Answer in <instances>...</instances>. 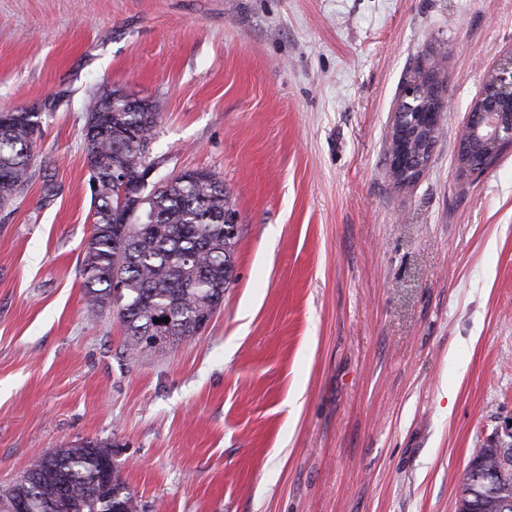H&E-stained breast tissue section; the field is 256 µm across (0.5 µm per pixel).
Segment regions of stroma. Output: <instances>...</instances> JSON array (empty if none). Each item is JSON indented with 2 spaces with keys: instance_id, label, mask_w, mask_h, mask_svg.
Here are the masks:
<instances>
[{
  "instance_id": "obj_1",
  "label": "stroma",
  "mask_w": 512,
  "mask_h": 512,
  "mask_svg": "<svg viewBox=\"0 0 512 512\" xmlns=\"http://www.w3.org/2000/svg\"><path fill=\"white\" fill-rule=\"evenodd\" d=\"M432 57L451 104L400 189L386 135ZM511 57L512 0H0V110L52 102L0 211V489L97 439L139 512H456L512 420V148L457 159ZM112 87L156 107L157 178L210 170L241 217L202 334L134 363L79 272Z\"/></svg>"
}]
</instances>
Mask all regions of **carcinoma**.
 I'll return each instance as SVG.
<instances>
[{
    "label": "carcinoma",
    "mask_w": 512,
    "mask_h": 512,
    "mask_svg": "<svg viewBox=\"0 0 512 512\" xmlns=\"http://www.w3.org/2000/svg\"><path fill=\"white\" fill-rule=\"evenodd\" d=\"M105 90L90 98L86 121L105 112L112 134L84 138L86 152L99 160L91 173L98 182L92 195L96 222L85 244L80 274L87 312L98 317L116 313L127 340L130 360L173 347L198 335L220 308L230 284L237 238L224 233V217L237 214L224 180L206 169L189 171L162 184L137 214L123 223L118 215V193L113 170L133 178L150 164L142 150L153 140L159 113L135 112ZM42 113L0 112V208L9 205L31 178L33 140L30 131L41 127ZM170 321L165 322L163 318ZM160 323H155V320ZM112 445L102 441H75L39 453L23 476L0 491V505L27 498L33 512H47L61 485L70 499L82 503L81 512H138L134 494L112 469L104 474Z\"/></svg>",
    "instance_id": "carcinoma-1"
}]
</instances>
